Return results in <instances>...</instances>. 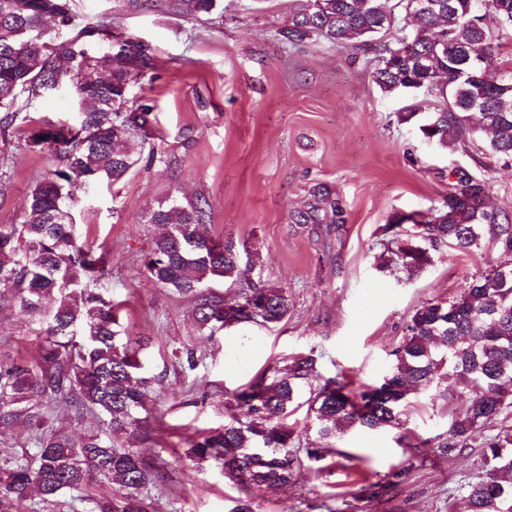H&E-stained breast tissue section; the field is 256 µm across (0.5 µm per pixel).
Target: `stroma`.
Wrapping results in <instances>:
<instances>
[{
    "instance_id": "stroma-1",
    "label": "stroma",
    "mask_w": 512,
    "mask_h": 512,
    "mask_svg": "<svg viewBox=\"0 0 512 512\" xmlns=\"http://www.w3.org/2000/svg\"><path fill=\"white\" fill-rule=\"evenodd\" d=\"M153 9L119 12L117 0H72L79 24L105 19L151 44L156 70L132 88L155 104V135L120 182L81 195L76 221L110 271L103 285L123 305V335L142 341L154 410L142 456L163 462L170 479L151 490L153 512H454L462 486L482 475L484 450L449 454L428 447L445 434L451 410L427 389L411 398L404 426L337 436L330 470L304 463L293 485L247 488L212 462L189 460L203 431L223 426L225 392L286 358L313 356L326 377L378 384L416 309L459 296L474 276L504 262L492 241L464 254L443 248L413 273L382 265L384 227L394 214H428L465 166L485 181L492 209L512 218V158L488 155L483 136L445 148L397 115L423 93L386 95L363 51L314 41L285 49L296 0H219V14ZM31 148L17 127L0 126V224L21 220L36 182L59 167ZM318 182L334 186L340 224H294ZM209 205L208 230L255 254L246 278L287 291L281 323L198 330L195 301L148 278L144 260L162 228L141 216L169 196ZM41 340L25 316L0 302V357L36 359ZM403 471L390 501L364 489Z\"/></svg>"
}]
</instances>
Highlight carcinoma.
Instances as JSON below:
<instances>
[{
  "mask_svg": "<svg viewBox=\"0 0 512 512\" xmlns=\"http://www.w3.org/2000/svg\"><path fill=\"white\" fill-rule=\"evenodd\" d=\"M62 2L0 0V123L17 126L31 146L62 163L34 186L20 223L0 224V300L27 313L45 340L39 361L0 364V428L25 424L32 443L13 465L0 466V507L30 512L33 490L44 505L55 507L65 493L99 478L119 484L124 493L91 498L93 512H149L153 502L144 491L165 471L118 445L153 416L146 405L149 379L141 348L118 330V305L97 287L106 262L77 230L75 211L78 192L122 180L139 161L135 142L152 139L155 105L132 96V86L153 69L154 51L132 35L114 48L109 38L90 43L84 25L60 29ZM217 2L170 0V6L185 4L191 13L208 16ZM413 2L299 0L280 35L291 47L314 40L363 50L372 55V78L381 92L418 85L434 98L431 106L417 102L398 113L399 122L426 110L432 127L424 139L464 146L480 130L489 136L491 154L512 157V77L489 74L477 85L459 76L463 60L490 56L499 48L495 33L512 30V0H429L431 6L420 11ZM393 29L409 34L403 55L397 54L400 38L385 39ZM58 91L91 106L79 110L72 124L38 118L35 103ZM476 92L483 102L478 128L470 120ZM450 175L452 190L426 220L406 226L408 215L392 216L385 231L394 232V247L385 265L419 271L442 248L466 254L485 236L512 255V221H499L489 209L485 183L469 173ZM308 195L304 208L292 214L294 223L343 221L342 202L330 185L316 183ZM206 206L199 199H173L143 216L145 224L166 227L145 258L148 277L195 299L197 328L211 336L238 324L282 322L291 306L288 293L260 280H240L239 247L207 232ZM214 279L232 290L224 296L206 291ZM408 331L376 386L351 389L336 378L314 386L315 359L298 355L226 394L233 416L193 441L190 457L215 461L233 483L284 487L301 465L292 417L302 407L314 415L321 440L352 428H399L412 395L433 385V399L446 404L471 393L466 408L452 416L448 436L437 443L439 451L475 443L486 449L484 474L463 487L464 512H512V481L504 479L512 474V268L498 266L473 278L452 300L423 304ZM52 404L94 414L104 432L75 438L54 423ZM336 453L320 446L306 456L323 471ZM401 475L371 485V494L390 495Z\"/></svg>",
  "mask_w": 512,
  "mask_h": 512,
  "instance_id": "obj_1",
  "label": "carcinoma"
}]
</instances>
